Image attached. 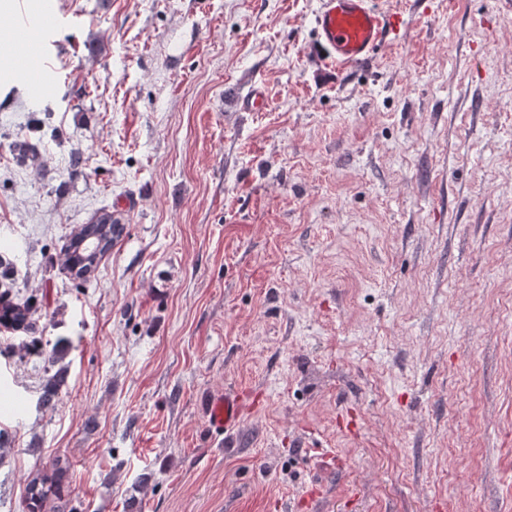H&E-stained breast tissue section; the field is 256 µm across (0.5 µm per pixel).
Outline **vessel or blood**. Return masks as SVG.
Here are the masks:
<instances>
[{
    "instance_id": "vessel-or-blood-1",
    "label": "vessel or blood",
    "mask_w": 512,
    "mask_h": 512,
    "mask_svg": "<svg viewBox=\"0 0 512 512\" xmlns=\"http://www.w3.org/2000/svg\"><path fill=\"white\" fill-rule=\"evenodd\" d=\"M399 26L397 13L377 7L374 0H320L315 16V47L320 62L339 70L371 63L387 47ZM243 402L235 393H224L208 404L211 435L223 439L239 426Z\"/></svg>"
}]
</instances>
